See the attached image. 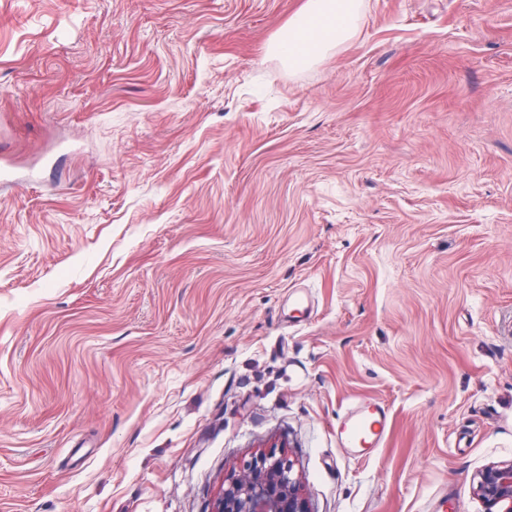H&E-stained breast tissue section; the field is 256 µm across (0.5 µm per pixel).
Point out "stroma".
<instances>
[{
	"instance_id": "1",
	"label": "stroma",
	"mask_w": 512,
	"mask_h": 512,
	"mask_svg": "<svg viewBox=\"0 0 512 512\" xmlns=\"http://www.w3.org/2000/svg\"><path fill=\"white\" fill-rule=\"evenodd\" d=\"M0 0V512H482L512 460V0ZM316 316L287 323L288 292ZM390 408L368 461L336 443ZM362 5V0H302L268 52L289 70L309 68L355 37ZM389 409L375 399L353 401L339 417L336 438L340 448L358 460L370 459L384 443L389 426ZM269 448L226 479L211 512H312L285 444ZM473 489L483 512H512V461L485 466L474 477Z\"/></svg>"
}]
</instances>
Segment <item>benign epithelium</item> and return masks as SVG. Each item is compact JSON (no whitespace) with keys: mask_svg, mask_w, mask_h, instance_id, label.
Listing matches in <instances>:
<instances>
[{"mask_svg":"<svg viewBox=\"0 0 512 512\" xmlns=\"http://www.w3.org/2000/svg\"><path fill=\"white\" fill-rule=\"evenodd\" d=\"M483 512H512V461L491 463L474 477ZM211 512H312L310 499L294 474L285 444L254 454L239 473L226 479Z\"/></svg>","mask_w":512,"mask_h":512,"instance_id":"7a95c632","label":"benign epithelium"}]
</instances>
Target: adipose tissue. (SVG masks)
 I'll use <instances>...</instances> for the list:
<instances>
[{"label": "adipose tissue", "mask_w": 512, "mask_h": 512, "mask_svg": "<svg viewBox=\"0 0 512 512\" xmlns=\"http://www.w3.org/2000/svg\"><path fill=\"white\" fill-rule=\"evenodd\" d=\"M362 5L363 0H302L270 42L269 53L290 70L311 67L355 37Z\"/></svg>", "instance_id": "obj_1"}]
</instances>
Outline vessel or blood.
Instances as JSON below:
<instances>
[{"mask_svg":"<svg viewBox=\"0 0 512 512\" xmlns=\"http://www.w3.org/2000/svg\"><path fill=\"white\" fill-rule=\"evenodd\" d=\"M388 426L389 410L385 403L361 398L353 401L340 416L336 438L349 456L369 459L384 443Z\"/></svg>","mask_w":512,"mask_h":512,"instance_id":"1","label":"vessel or blood"}]
</instances>
